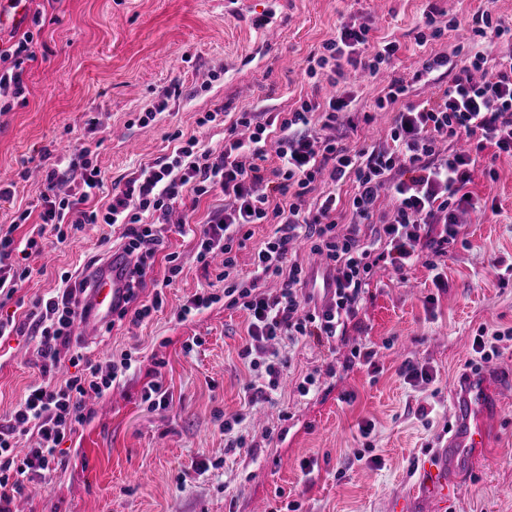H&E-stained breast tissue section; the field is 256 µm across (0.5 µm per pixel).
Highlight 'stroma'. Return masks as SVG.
<instances>
[{
	"mask_svg": "<svg viewBox=\"0 0 512 512\" xmlns=\"http://www.w3.org/2000/svg\"><path fill=\"white\" fill-rule=\"evenodd\" d=\"M431 3L460 18L478 6V0H28L25 22L0 16L5 40L28 30L30 16L43 18L36 58L24 74L26 100L0 115V180L15 186L12 198L0 200V226L36 211L45 190L43 148L94 146L107 187L95 202L103 207L115 182L172 152L167 135L174 129L222 150L224 128L200 126L204 113L222 105L286 112L300 95L328 93L327 82L310 84L304 72L340 23L372 17L376 37L406 44L400 69H413L425 53L414 36ZM271 8L277 11L271 29L254 28L252 18ZM387 80L382 72L353 90L358 111L375 114L359 138L378 140L391 122V113L374 110ZM162 99L167 116L138 125L140 114ZM494 166L496 181L482 169L473 173L471 189L490 207L460 214L464 241L445 260L447 290H436L422 262L403 277L378 270L348 342L310 338L283 348L291 379L254 411L245 404L250 375L238 356L248 315L219 303L179 319L193 294L223 285L198 261L192 236L171 235L181 272L165 290L163 309L139 324L75 338L91 358L129 351L137 365L104 396L86 400L84 422L64 442L55 471L23 492L24 512H257L261 503L283 508L292 501L302 512H387L392 499L415 494L410 465L443 435L451 389L474 356L478 328L512 326V159L500 157ZM120 234L100 224L80 228L63 244L47 238L31 278L0 309L10 314L18 303L32 305L56 288L60 272L99 255ZM431 294L436 302L426 303ZM354 341L375 347L378 372L350 362ZM408 359L431 366L435 381L406 384L399 368ZM313 371L318 389L300 395L296 378ZM41 379L37 336L1 340L0 419ZM152 380L162 383L164 406L142 398ZM421 404L430 408L428 418L416 415ZM238 414L248 444L228 453L224 421ZM365 420L375 425L378 468L354 459ZM305 460L314 463L308 476L300 467ZM469 483L465 499L447 512H512V411L491 426Z\"/></svg>",
	"mask_w": 512,
	"mask_h": 512,
	"instance_id": "35a3bbf8",
	"label": "stroma"
}]
</instances>
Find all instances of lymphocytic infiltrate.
<instances>
[{"instance_id": "f902f5d3", "label": "lymphocytic infiltrate", "mask_w": 512, "mask_h": 512, "mask_svg": "<svg viewBox=\"0 0 512 512\" xmlns=\"http://www.w3.org/2000/svg\"><path fill=\"white\" fill-rule=\"evenodd\" d=\"M462 26L471 38L460 61L437 52L406 73L397 67L398 40L374 37L366 21L342 23L306 70L308 78L326 79L335 89L332 96L323 101L302 96L288 112L230 115L219 108L205 113L200 125L224 128L222 152L174 131L171 154L135 168L123 186L113 187L103 209L90 204L105 186L93 151L85 146L57 158L45 170L38 222L20 239L13 229L0 227V294L13 296L30 278L26 261L41 255L46 233L62 243L69 229L116 224L123 228L122 251L136 257L131 285L144 287L156 256L167 264L151 299L121 313L138 323L162 308L164 287L180 272L176 253L166 249L169 234L194 235L201 263L222 256L224 268L217 279L224 291L194 294L179 317L187 319L218 303L246 311L249 339L239 357L255 378L245 394L249 405L266 401L284 375L286 364L277 351L283 340H346L377 270L389 267L402 274L424 253L447 256L461 234L459 213L485 208V199L470 189L477 153L490 148L512 158V26L497 19L489 6L444 24L431 8L423 13L416 44L427 46L444 28ZM488 38L503 45L493 60L480 51ZM33 58L32 32L0 43V112L25 100L24 65ZM350 68L371 76L383 70L392 74L375 101L378 110L393 115L381 143L360 142L340 130L344 121L355 129L372 120L370 114L353 113L356 98L344 84ZM415 82L435 85L437 91L429 99L409 102ZM271 141L276 144L272 153L267 150ZM442 141L450 144L444 154L438 149ZM272 155L277 161L271 166L267 160ZM325 177L337 185L351 183L348 197L319 191ZM63 180L77 182L79 194L59 195L56 186ZM383 189L392 199L387 212L378 205ZM216 192L229 204L210 215L206 225L170 223L175 207L194 212L201 197ZM255 224L273 225L274 231L255 252L250 281L244 284L238 278L237 254ZM301 243L320 259L322 293L312 289L311 271L298 257ZM100 263L91 258L77 281L62 274L57 288L38 298L26 314L40 338L43 380L13 410L10 424L0 425V512H14L25 484L45 481L62 443L83 420L84 396L104 395L132 367L127 352L103 363L76 352L68 360L73 374L56 375L61 349L88 309ZM271 279L278 280L277 288L268 287ZM28 431L37 437L35 447L15 454L16 433Z\"/></svg>"}]
</instances>
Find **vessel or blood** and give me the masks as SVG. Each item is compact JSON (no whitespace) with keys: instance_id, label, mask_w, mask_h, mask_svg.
Wrapping results in <instances>:
<instances>
[{"instance_id":"obj_1","label":"vessel or blood","mask_w":512,"mask_h":512,"mask_svg":"<svg viewBox=\"0 0 512 512\" xmlns=\"http://www.w3.org/2000/svg\"><path fill=\"white\" fill-rule=\"evenodd\" d=\"M133 261L124 252H113L97 274L100 283L91 298V309L81 325L86 334L100 326L126 305L127 284ZM493 368L462 373L455 382L449 409L447 437L442 438L424 461L418 487L426 500L447 506L449 498H463L469 491V475L476 452L488 444V425L506 410L502 398L492 393Z\"/></svg>"}]
</instances>
